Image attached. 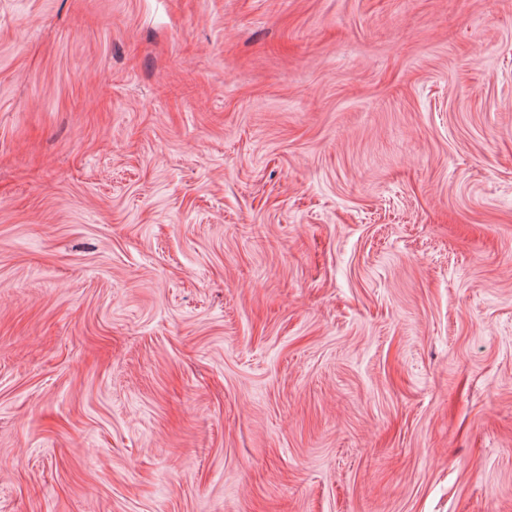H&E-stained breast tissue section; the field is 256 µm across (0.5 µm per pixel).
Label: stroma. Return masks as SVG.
<instances>
[{
  "label": "stroma",
  "instance_id": "stroma-1",
  "mask_svg": "<svg viewBox=\"0 0 512 512\" xmlns=\"http://www.w3.org/2000/svg\"><path fill=\"white\" fill-rule=\"evenodd\" d=\"M0 512H512V0H0Z\"/></svg>",
  "mask_w": 512,
  "mask_h": 512
}]
</instances>
